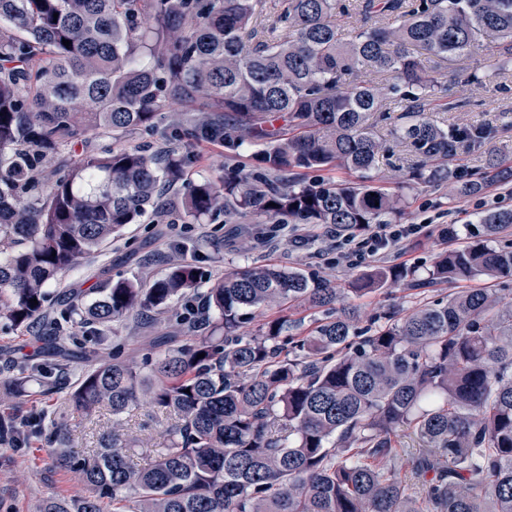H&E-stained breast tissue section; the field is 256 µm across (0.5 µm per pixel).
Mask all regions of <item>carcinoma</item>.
I'll use <instances>...</instances> for the list:
<instances>
[{"label": "carcinoma", "instance_id": "cac0c4a2", "mask_svg": "<svg viewBox=\"0 0 512 512\" xmlns=\"http://www.w3.org/2000/svg\"><path fill=\"white\" fill-rule=\"evenodd\" d=\"M360 12L345 32L340 0H0V322L40 340L55 304L48 282L145 215L164 223V187L182 188L185 223L222 213L349 237L393 223L401 198L370 175L381 143L369 129L388 119L389 102L405 105L391 133L412 177L481 192L459 179L458 161L490 130L427 115L448 89L420 56L468 54L494 35L511 60L512 0H362ZM369 73L392 82L379 87ZM173 104L169 149L89 148V132L117 141ZM197 142L261 149L254 169L195 183L186 146ZM485 165L487 181L512 182V166L494 156ZM299 169L358 181L301 182ZM478 221L475 240L439 253L426 282L385 266L343 291L300 269L248 265L201 292L199 267L183 260L158 277L109 279L89 303L69 295L59 331L110 332L134 314L190 335L151 341L138 361L77 346L64 408L1 414L0 443L47 430L53 465L81 475L83 493L49 496L39 512H512V297L456 288L363 331L356 309L336 314L349 294L512 276V249L497 245L512 209ZM300 309L327 317L294 336ZM258 316L260 334L238 333ZM14 372L18 386L38 377L44 394L58 391L29 360ZM143 403L152 412L139 431L161 428L163 446L136 462L123 415ZM69 410L112 414L97 447L72 448L60 423ZM401 427L423 442L412 458L420 493L394 464Z\"/></svg>", "mask_w": 512, "mask_h": 512}]
</instances>
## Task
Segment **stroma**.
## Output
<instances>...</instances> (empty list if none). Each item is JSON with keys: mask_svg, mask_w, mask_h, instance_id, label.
Instances as JSON below:
<instances>
[{"mask_svg": "<svg viewBox=\"0 0 512 512\" xmlns=\"http://www.w3.org/2000/svg\"><path fill=\"white\" fill-rule=\"evenodd\" d=\"M424 65L432 76L448 88V98L457 107L434 113L433 118L445 127L475 125L491 127L490 138L478 149L463 154L461 163L470 178L481 179L488 152H497L512 165V63L498 53L494 37H484L474 53L444 62L427 57ZM373 136L384 143L386 153L380 154L376 175L382 183L403 193L406 203L397 221L401 224H423L427 231L404 243L401 254L376 256L355 265L339 263L341 253L333 229L317 224H228L223 218L201 224H133L122 236L113 239L94 258L81 261L66 272L59 283L49 284L50 292L71 288L96 299V289L105 279L137 280L157 275L168 264L195 258L201 272V288H210L224 272L246 263L272 264L284 269L302 268L329 279L338 288L348 287L358 274L378 266L401 265L415 270L417 277H426L436 255L448 250L439 231L455 225L458 242H465L475 215L489 210L512 208V191L507 186L491 184L480 194L458 196L453 183L417 184L407 170L397 168L396 146L391 127L376 124ZM256 146L234 148L211 143L192 145L194 162L189 170L192 181L215 177L226 166H251ZM448 293L444 283L433 291L417 293L381 289L367 297L354 299L359 327L372 325L375 318L392 307L410 309L423 301H432ZM169 324L159 321L143 325L137 316L114 323L112 333L124 343L126 353L141 356L151 337L167 333ZM36 356L45 375L70 389L74 382L72 369L51 351H36L26 332L0 330V395L9 398L12 413L33 418L46 407L40 395L17 394L13 384V361ZM83 486L74 473L53 466L45 447L37 439L18 447L0 446V512H36L47 496H73Z\"/></svg>", "mask_w": 512, "mask_h": 512, "instance_id": "obj_1", "label": "stroma"}]
</instances>
